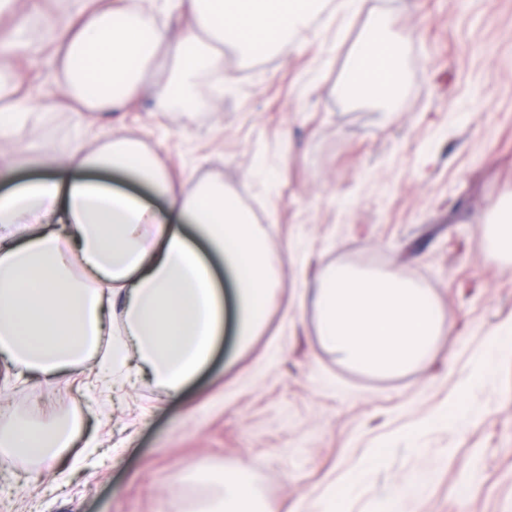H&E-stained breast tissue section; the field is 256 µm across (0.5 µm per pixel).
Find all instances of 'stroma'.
Returning a JSON list of instances; mask_svg holds the SVG:
<instances>
[{
	"mask_svg": "<svg viewBox=\"0 0 512 512\" xmlns=\"http://www.w3.org/2000/svg\"><path fill=\"white\" fill-rule=\"evenodd\" d=\"M80 4L30 16L39 43L17 59L20 93L62 102L54 31ZM376 22L400 42L404 83L344 94ZM223 52L232 83L220 95L201 83L193 114L158 111L144 91L92 132L139 140L182 192L223 182L286 255L265 322L177 398L146 377L102 379L92 361L66 387L0 378V421L76 415L97 445L78 466L43 470L35 491L25 466L0 470V512H189L214 491L199 470L243 461L276 512L326 495L379 512L412 481L403 512H512V353L467 392L485 349L512 334V264L484 231L512 198V0H356L345 19L319 14L287 54ZM70 133L63 110L26 126L0 165L36 175L24 144ZM341 266L393 269L434 296L447 333L431 363L379 377L322 344L312 287ZM466 404L473 424L432 425Z\"/></svg>",
	"mask_w": 512,
	"mask_h": 512,
	"instance_id": "1",
	"label": "stroma"
}]
</instances>
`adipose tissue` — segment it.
<instances>
[{
  "mask_svg": "<svg viewBox=\"0 0 512 512\" xmlns=\"http://www.w3.org/2000/svg\"><path fill=\"white\" fill-rule=\"evenodd\" d=\"M328 0H83L58 28L52 63L73 101L75 128L91 114L123 110L150 87L163 112H193L199 78L224 75L221 46L255 44L283 52L310 29ZM189 15L172 33V18ZM346 86L360 94L404 80L389 39L363 43ZM0 56V145L28 122L49 121L8 79ZM44 173L0 192V362L17 373L67 385L113 333V371L149 375L179 395L210 364L227 314L247 342L261 327L279 281L281 255L220 182L177 193L160 161L132 138L95 147L80 140L34 144ZM79 420L17 417L0 425V467L23 459L39 467L80 461ZM213 496L193 512H272L259 500L247 464L204 473Z\"/></svg>",
  "mask_w": 512,
  "mask_h": 512,
  "instance_id": "1",
  "label": "adipose tissue"
}]
</instances>
